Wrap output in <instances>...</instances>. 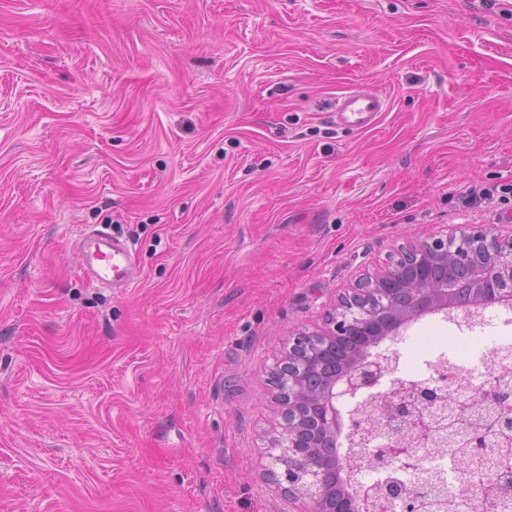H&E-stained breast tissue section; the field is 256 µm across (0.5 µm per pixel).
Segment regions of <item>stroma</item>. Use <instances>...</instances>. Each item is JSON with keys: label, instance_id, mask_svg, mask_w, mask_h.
<instances>
[{"label": "stroma", "instance_id": "35a3bbf8", "mask_svg": "<svg viewBox=\"0 0 512 512\" xmlns=\"http://www.w3.org/2000/svg\"><path fill=\"white\" fill-rule=\"evenodd\" d=\"M357 85L390 105L369 127L331 110ZM99 224L137 287L86 281ZM456 224L512 231L498 10L0 0V512H300L271 459L289 334ZM463 319L412 322L406 370Z\"/></svg>", "mask_w": 512, "mask_h": 512}]
</instances>
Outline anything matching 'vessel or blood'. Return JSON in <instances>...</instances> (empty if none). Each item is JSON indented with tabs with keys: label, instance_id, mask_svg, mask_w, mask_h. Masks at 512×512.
Segmentation results:
<instances>
[{
	"label": "vessel or blood",
	"instance_id": "b4317fda",
	"mask_svg": "<svg viewBox=\"0 0 512 512\" xmlns=\"http://www.w3.org/2000/svg\"><path fill=\"white\" fill-rule=\"evenodd\" d=\"M388 102L366 87H353L340 94L333 106L337 116H349L368 124L387 111ZM76 247L83 260V273L89 283L112 288H132L139 280V269L130 243L100 229L80 233Z\"/></svg>",
	"mask_w": 512,
	"mask_h": 512
}]
</instances>
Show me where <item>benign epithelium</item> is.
Returning a JSON list of instances; mask_svg holds the SVG:
<instances>
[{"label":"benign epithelium","mask_w":512,"mask_h":512,"mask_svg":"<svg viewBox=\"0 0 512 512\" xmlns=\"http://www.w3.org/2000/svg\"><path fill=\"white\" fill-rule=\"evenodd\" d=\"M462 300L469 312L512 305V234L461 224L412 241L342 294L321 326L289 339L268 379L283 417L275 442L280 454L273 459L284 467L288 494L308 500V512H366L371 500L378 512H393L415 496L403 478L387 475L336 497L335 457L325 449L343 429V401L379 385L390 371L388 360L371 349L422 316L459 308ZM495 389H477L457 420L468 421L473 404L496 401ZM429 396V389L409 384L392 405L389 422L413 432L415 445L395 442L388 452L408 466L417 461V446L446 427Z\"/></svg>","instance_id":"obj_1"}]
</instances>
